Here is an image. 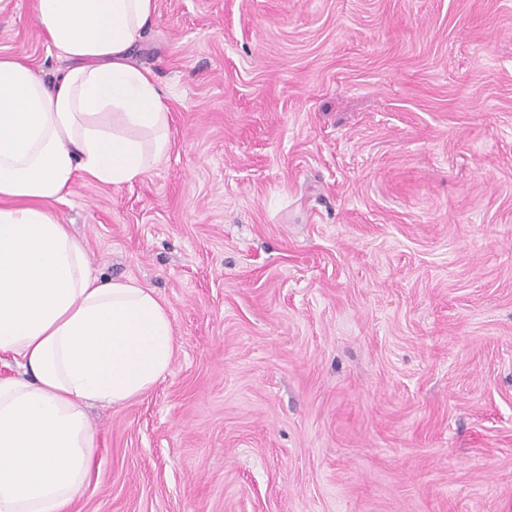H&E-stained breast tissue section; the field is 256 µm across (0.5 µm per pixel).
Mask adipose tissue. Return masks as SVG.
I'll use <instances>...</instances> for the list:
<instances>
[{
    "label": "adipose tissue",
    "instance_id": "1",
    "mask_svg": "<svg viewBox=\"0 0 512 512\" xmlns=\"http://www.w3.org/2000/svg\"><path fill=\"white\" fill-rule=\"evenodd\" d=\"M62 65L45 80L0 55V512H69L94 463L85 409L170 371L172 316L153 289L96 275L48 210L77 178L120 186L168 153L169 107L132 56L156 0H34Z\"/></svg>",
    "mask_w": 512,
    "mask_h": 512
}]
</instances>
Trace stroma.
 I'll list each match as a JSON object with an SVG mask.
<instances>
[{"label": "stroma", "mask_w": 512, "mask_h": 512, "mask_svg": "<svg viewBox=\"0 0 512 512\" xmlns=\"http://www.w3.org/2000/svg\"><path fill=\"white\" fill-rule=\"evenodd\" d=\"M135 59L167 159L50 208L177 349L71 512H512V0H156Z\"/></svg>", "instance_id": "35a3bbf8"}]
</instances>
